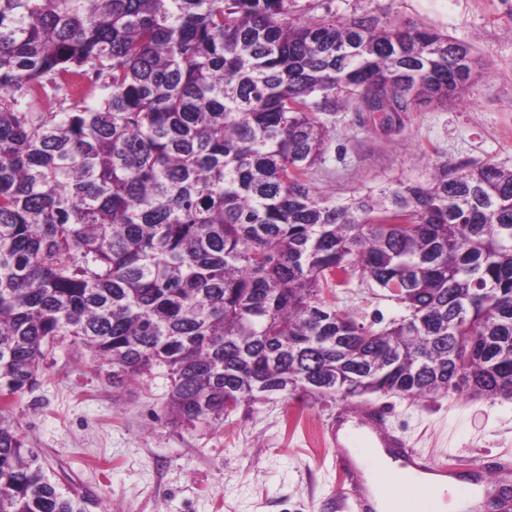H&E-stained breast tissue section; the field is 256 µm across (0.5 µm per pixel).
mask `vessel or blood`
<instances>
[{"instance_id": "1", "label": "vessel or blood", "mask_w": 512, "mask_h": 512, "mask_svg": "<svg viewBox=\"0 0 512 512\" xmlns=\"http://www.w3.org/2000/svg\"><path fill=\"white\" fill-rule=\"evenodd\" d=\"M392 411L388 406L368 404L357 411H346L336 418V426L328 433V443L334 450L333 465L339 476V512H375L365 488L364 476L352 463L350 450L356 444L384 449L415 479L429 475L450 476L454 470L448 463L430 459L410 448L391 425Z\"/></svg>"}]
</instances>
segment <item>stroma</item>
Here are the masks:
<instances>
[{"mask_svg":"<svg viewBox=\"0 0 512 512\" xmlns=\"http://www.w3.org/2000/svg\"><path fill=\"white\" fill-rule=\"evenodd\" d=\"M316 16L425 26L468 44L475 78L463 97L422 104L394 128L379 112L326 117L333 139L311 174L315 195L339 203L429 179L435 161L512 167V0H317ZM337 306L379 330L401 306L356 276ZM169 381L157 368L114 392L84 350L46 353L38 382L9 415L59 491L86 512H334L336 473L319 433L332 399H276L241 407L216 427L172 423ZM422 454L464 467L512 458V399L451 392L423 400L378 394Z\"/></svg>","mask_w":512,"mask_h":512,"instance_id":"1","label":"stroma"}]
</instances>
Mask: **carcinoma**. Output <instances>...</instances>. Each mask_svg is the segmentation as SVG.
<instances>
[{
	"instance_id": "1",
	"label": "carcinoma",
	"mask_w": 512,
	"mask_h": 512,
	"mask_svg": "<svg viewBox=\"0 0 512 512\" xmlns=\"http://www.w3.org/2000/svg\"><path fill=\"white\" fill-rule=\"evenodd\" d=\"M297 0H0V400L64 341L112 387L167 368L211 426L301 391L512 397V168L434 164L339 204L324 115L408 112L471 78L417 25ZM358 275L405 310L336 308ZM0 512H84L0 408Z\"/></svg>"
}]
</instances>
